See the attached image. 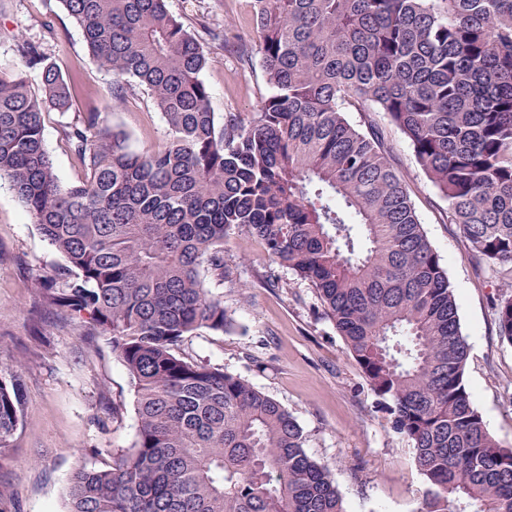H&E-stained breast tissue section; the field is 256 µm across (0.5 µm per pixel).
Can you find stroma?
Returning <instances> with one entry per match:
<instances>
[{
  "instance_id": "35a3bbf8",
  "label": "stroma",
  "mask_w": 512,
  "mask_h": 512,
  "mask_svg": "<svg viewBox=\"0 0 512 512\" xmlns=\"http://www.w3.org/2000/svg\"><path fill=\"white\" fill-rule=\"evenodd\" d=\"M185 24H223L233 46L257 44L251 0H167ZM53 32H46L44 21ZM45 43L77 90L68 113L44 115V139L61 182L82 167L61 127L97 109L127 131L135 147L162 144L165 125L147 90L133 86L113 101L111 72L88 56L81 32L59 0H0V69L16 66L18 38ZM232 48L205 44L202 78L216 116L250 117L271 88L259 65ZM393 163L427 238L455 288L469 345L464 381L489 431L512 445V343L499 335L493 303L512 273L489 274L470 258L467 240L448 220V204L416 164L404 135L385 127ZM64 264L33 224L7 182L0 181V366L20 365L28 398L9 448L0 452V485L11 495L0 512H67V488L79 465L102 467L137 431L134 387L106 339L88 345L76 321L44 300L41 280ZM224 307L234 325L222 335L203 330L181 354L221 365L283 405L306 435L307 454L336 477L347 512H419L423 482L405 440L374 409L361 370L324 318L307 281L272 263L260 240L235 234L224 243Z\"/></svg>"
}]
</instances>
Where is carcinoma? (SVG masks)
<instances>
[{
    "label": "carcinoma",
    "mask_w": 512,
    "mask_h": 512,
    "mask_svg": "<svg viewBox=\"0 0 512 512\" xmlns=\"http://www.w3.org/2000/svg\"><path fill=\"white\" fill-rule=\"evenodd\" d=\"M273 93L246 122L217 121L196 29L167 0H59L112 99L150 92L166 143L138 150L99 112L61 126L83 174L62 185L43 113L75 87L43 44L16 40L0 71V180L66 265L55 308L102 336L134 382L136 439L105 468L80 466L68 512H346L332 472L276 400L224 368L177 355L224 333V240L258 238L309 282L375 407L407 439L420 512H512V446L464 382L457 294L391 163L384 114L448 203L479 268L512 271V0H252ZM207 40L224 26L199 23ZM39 71L30 90L27 70ZM512 343V292L494 303ZM0 379V450L25 390Z\"/></svg>",
    "instance_id": "1"
}]
</instances>
